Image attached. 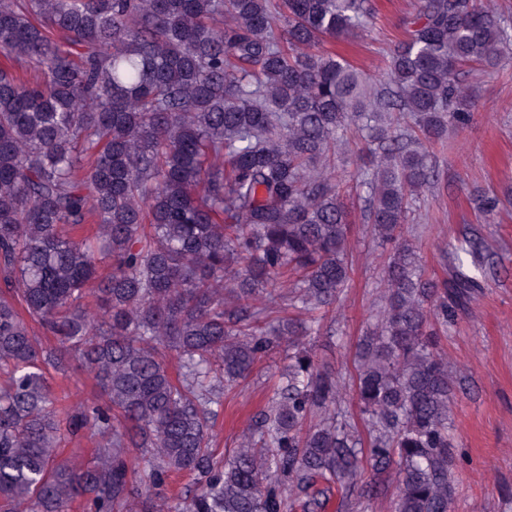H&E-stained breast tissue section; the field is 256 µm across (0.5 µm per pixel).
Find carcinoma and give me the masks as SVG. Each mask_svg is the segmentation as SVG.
<instances>
[{
    "mask_svg": "<svg viewBox=\"0 0 512 512\" xmlns=\"http://www.w3.org/2000/svg\"><path fill=\"white\" fill-rule=\"evenodd\" d=\"M371 16L369 0H0V512H324L368 467L394 475L393 512H448L439 345L495 265L467 232L428 279L404 224L434 183L427 146L474 111L461 75L512 40L485 0H418L374 80L323 47ZM350 133L392 245L354 365L364 434L307 347L351 278ZM473 202L491 217L501 199ZM281 345L277 390L218 458L224 387ZM75 358L100 394L52 389ZM84 433L94 460L62 459ZM338 164L345 170L347 175H353L363 161H367L365 154L359 152L356 146V139L351 138L349 143L340 151ZM364 159V160H363Z\"/></svg>",
    "mask_w": 512,
    "mask_h": 512,
    "instance_id": "1",
    "label": "carcinoma"
}]
</instances>
